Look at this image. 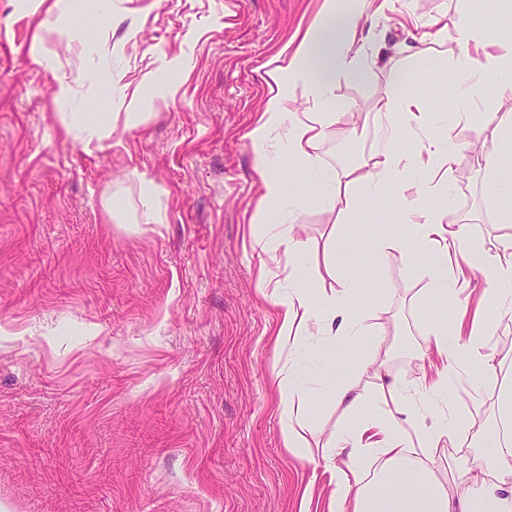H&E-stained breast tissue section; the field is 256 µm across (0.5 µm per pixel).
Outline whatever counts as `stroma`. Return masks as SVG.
Instances as JSON below:
<instances>
[{
  "mask_svg": "<svg viewBox=\"0 0 512 512\" xmlns=\"http://www.w3.org/2000/svg\"><path fill=\"white\" fill-rule=\"evenodd\" d=\"M322 0H66L72 34L41 29L40 0H0V512H330V486L310 457L349 417L320 388L308 346L303 383L314 422L305 456L287 452L277 410L276 308L259 299L258 254L247 247L248 204L260 160L249 133L269 95L267 71ZM357 0V77L337 75L329 111L339 116L320 144L327 168L344 172L374 147L375 101L386 90L423 89L433 111L453 107L446 68L459 53L457 23L512 41V0L488 15L483 0ZM382 61H375V54ZM106 69L111 83L83 75ZM71 87L58 103L60 82ZM139 99L149 119L121 145L67 137L61 115L125 112ZM485 89L473 122L458 126L462 178L450 219L467 216V241L496 256L512 235V208L485 193L484 157L512 150L487 138L496 122ZM138 170L159 190L160 224H116L105 199L140 206ZM309 274L328 233L354 254L343 271L362 277L372 337L389 345L386 379L425 406L438 356L427 322L466 342L488 330L494 371L460 363L448 395L466 412L434 467L460 448L481 447L512 384V320L485 297L492 281L461 255L448 261L453 298L431 294L419 257L369 260L374 225L407 236L394 196L357 202L337 222L304 177ZM347 345L337 370L364 393L366 414L390 409L372 371H354Z\"/></svg>",
  "mask_w": 512,
  "mask_h": 512,
  "instance_id": "1",
  "label": "stroma"
}]
</instances>
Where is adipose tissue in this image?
<instances>
[{"label":"adipose tissue","instance_id":"ef3b65f1","mask_svg":"<svg viewBox=\"0 0 512 512\" xmlns=\"http://www.w3.org/2000/svg\"><path fill=\"white\" fill-rule=\"evenodd\" d=\"M357 14L340 11L336 0H322L311 23L291 56H277L269 71L271 94L250 133L254 150L263 158L255 174L260 194L255 202L250 247L267 255L289 258L288 273L260 265L257 290L262 299L278 310L274 345L284 352L278 369V412L283 447L296 455L303 452L304 427L311 423L307 392L299 382L302 360L300 345L313 336H365L369 326L356 315L351 302L360 282L340 277L339 248L335 237L323 245V268L336 281L331 290L320 289L316 279L303 271L299 248L304 227L298 219L302 200L293 194L280 173L281 157L302 169L328 210L347 214L354 199L370 200L392 192L404 201L413 224L409 238H375V251L416 250L430 265L428 287L444 297L454 282L447 275L448 257L461 250L465 225L443 223L436 203L450 198L458 180L456 163L462 145L450 132L430 130L427 99L418 93L382 94L376 102L377 146L344 174L326 169L317 149L336 122L326 109L337 73L355 75L362 60L354 49ZM460 52L449 66L457 101L455 124L470 123L481 101L483 86H493L502 109L491 138L512 135V44L487 38L468 19L459 25ZM321 76H313V67ZM300 90L312 109L293 112L288 108L289 89ZM411 132L416 148L399 151L404 132ZM472 258L478 269L492 275L495 310L512 313V261L493 262L480 251ZM322 381L338 405L355 417V424L337 429L328 440L330 449L347 453L345 465L326 460L336 512H512V494L501 485L487 482V472H512V445L502 442L500 430L512 429V408L503 407L500 429L485 438L481 453L466 464L449 463L438 472L425 462L439 447L448 428L459 416L451 414L447 424L413 426L411 401L397 396L392 409L375 418H362L364 395L350 378L336 374V354L324 346L320 360Z\"/></svg>","mask_w":512,"mask_h":512}]
</instances>
